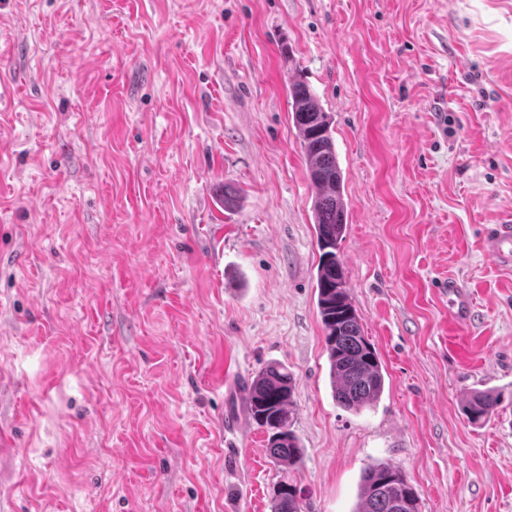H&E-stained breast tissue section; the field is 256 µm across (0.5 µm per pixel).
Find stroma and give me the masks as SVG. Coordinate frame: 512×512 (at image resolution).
<instances>
[{
	"mask_svg": "<svg viewBox=\"0 0 512 512\" xmlns=\"http://www.w3.org/2000/svg\"><path fill=\"white\" fill-rule=\"evenodd\" d=\"M291 75L334 118L339 256L387 373L358 412ZM2 82L0 512H270L245 398L278 363L302 512H354L375 462L420 512H512V269L482 250L512 218V0H0ZM444 288L448 293V306L452 319L460 327L468 326L473 318V300L470 293L456 279L448 278ZM501 403V396L494 391L479 393L469 400L465 414L472 422H479L489 418Z\"/></svg>",
	"mask_w": 512,
	"mask_h": 512,
	"instance_id": "35a3bbf8",
	"label": "stroma"
}]
</instances>
